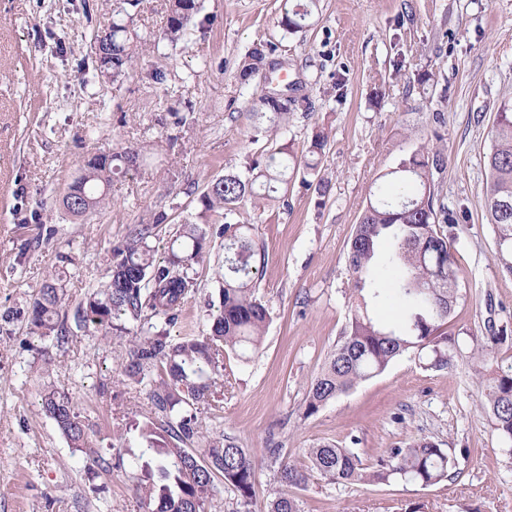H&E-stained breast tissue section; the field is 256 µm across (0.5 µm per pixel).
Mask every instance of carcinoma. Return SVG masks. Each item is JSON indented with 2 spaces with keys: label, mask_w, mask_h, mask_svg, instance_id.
<instances>
[{
  "label": "carcinoma",
  "mask_w": 512,
  "mask_h": 512,
  "mask_svg": "<svg viewBox=\"0 0 512 512\" xmlns=\"http://www.w3.org/2000/svg\"><path fill=\"white\" fill-rule=\"evenodd\" d=\"M140 0H113L112 23L95 35L93 44L100 72L112 81L127 78L140 58L131 32L126 5ZM318 9V0H283L278 25L287 34L301 31ZM199 12L198 0H169L163 39L179 41ZM266 46H255L241 61L240 78L248 82L266 64ZM269 126L256 133L277 135L279 124L297 110L308 112L311 103L297 96L283 108L263 104ZM487 156L488 180L483 207L496 228L501 253L512 251V104L501 107L491 131ZM328 135L316 130L302 154L283 144L252 159L249 178L229 171L213 179L200 195L201 215L216 216L222 224L216 235L224 240L223 286L220 305L208 313V332L171 339L169 328L185 302L196 292V265L207 254V231L198 224H183L169 240L167 255H156L153 239L159 215L152 224L131 225L124 238L112 245L109 278L80 303L74 315L77 328L103 336H129L121 362L127 381L143 387L160 424L135 426L144 443L133 467L131 481L138 498L157 504L156 512H205L217 493V483L236 492L244 512H252L255 471L252 455L235 437L222 431L203 432L200 415L224 395V355L247 361L260 351L271 321L268 305L257 296L260 268L266 251L256 225L240 220L239 205L257 197L256 183L267 194L288 184V175H302V183L316 185L319 196L328 183L319 177V163ZM140 154L128 149L89 157L80 175L68 186L62 204L75 216L92 214L109 203L112 176L137 166ZM444 166L441 152L425 146L404 158L397 168L381 175L389 190L367 202L359 224L347 243V262L358 303L349 325L318 375L310 382L304 417L328 402L383 372L396 358L414 354L431 369L450 366L457 343L447 324L461 295L451 237L445 227L455 224L443 206H436L433 171ZM394 274V287H385L383 273ZM63 278L49 273L28 307L31 333L68 341V330L58 320L66 304ZM508 339V327L494 331L488 345L473 358L487 372L482 405L490 413L491 429L512 444V362L496 356V346ZM42 404L70 445L84 454L91 466L105 462L90 445L78 404L49 383ZM198 447H193V444ZM277 466L282 486L266 512H299L293 489L307 485V474L288 461L279 442L266 449ZM311 468L332 484H380L392 480L428 486L446 478L456 467L449 449L430 439L389 448L372 466L357 452L333 443L309 449Z\"/></svg>",
  "instance_id": "carcinoma-1"
}]
</instances>
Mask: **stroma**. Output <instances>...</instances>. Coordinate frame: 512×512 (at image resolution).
Instances as JSON below:
<instances>
[{"instance_id": "35a3bbf8", "label": "stroma", "mask_w": 512, "mask_h": 512, "mask_svg": "<svg viewBox=\"0 0 512 512\" xmlns=\"http://www.w3.org/2000/svg\"><path fill=\"white\" fill-rule=\"evenodd\" d=\"M167 3L132 8L143 56L115 83L90 49L112 21V0L88 11L83 0H0V512H144L129 479L139 442L112 445L115 425L152 416L145 393L121 373L125 338L73 329L60 345L31 334L26 310L45 274L59 271L68 294L60 318L72 325L129 225L165 214L155 239L165 248L177 228L197 222L210 180L270 149L254 135L256 111L278 83L237 77L258 43L314 106L289 115L283 142L298 152L315 128L329 136L320 163L329 191L318 196L296 179L285 197L241 205L265 246L259 294L273 321L250 362L225 357L224 398L202 414L204 428L235 435L256 459L260 510L280 491L265 460L271 440L305 468L309 448L323 442L357 449L371 464L427 437L451 449L454 478L342 486L315 473L297 493L300 512H512V447L490 428L472 357L490 328H512V275L483 209L490 130L512 101V0H320L294 35L277 24L282 0H200L174 45L162 38ZM155 69L166 82L151 80ZM172 109L187 113L186 124L168 120ZM423 145L445 157L433 181L455 219L462 297L449 329L458 354L441 370L403 355L304 416L308 386L355 306L348 239L376 179ZM125 147L153 163L114 177L101 212L68 214L62 198L84 158ZM221 243L212 238L172 338L207 330V302L222 286ZM49 383L77 401L102 468L88 471L45 414Z\"/></svg>"}]
</instances>
